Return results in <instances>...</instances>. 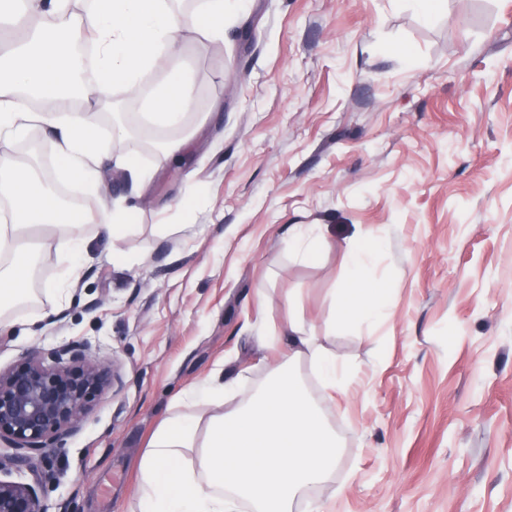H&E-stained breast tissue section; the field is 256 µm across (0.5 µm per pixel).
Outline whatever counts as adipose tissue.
I'll return each instance as SVG.
<instances>
[{
  "mask_svg": "<svg viewBox=\"0 0 512 512\" xmlns=\"http://www.w3.org/2000/svg\"><path fill=\"white\" fill-rule=\"evenodd\" d=\"M250 0H197L183 11L176 0H91L82 13L68 14V0H41L37 9L20 16L21 39L0 51V131L20 135L33 124L56 132L58 154L68 173L89 192L101 185L97 126L91 112L67 109L45 114L30 111L21 94L51 92L59 101L79 96L96 101L120 86L130 96L147 95L152 123L163 130L164 155L174 143L170 131L183 127L193 99L186 72L169 70L160 91H145L142 75L166 68L181 51L179 32L201 29L205 37L224 35L230 11L246 10ZM95 48L96 79L78 77L71 48L77 39ZM0 193L10 197V221L0 225V307L22 300L35 267L39 244L28 236L40 219L69 232L67 249L83 251V224L68 217L50 186L30 162L0 161ZM369 247L350 241L345 257L354 271L341 298V320L351 324L377 317L385 304L382 283L364 273ZM325 337L312 324L293 315L288 319V347L283 368L257 393L240 395V377L215 376L183 392L173 411L153 434L138 463L141 512H236L249 502L252 512H293L296 501L309 498L336 464L339 444L295 374L310 363L328 392L339 389V367L326 348ZM220 406L203 417L199 402Z\"/></svg>",
  "mask_w": 512,
  "mask_h": 512,
  "instance_id": "1",
  "label": "adipose tissue"
}]
</instances>
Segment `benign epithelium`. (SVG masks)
I'll return each mask as SVG.
<instances>
[{
    "label": "benign epithelium",
    "instance_id": "1",
    "mask_svg": "<svg viewBox=\"0 0 512 512\" xmlns=\"http://www.w3.org/2000/svg\"><path fill=\"white\" fill-rule=\"evenodd\" d=\"M118 383L119 376L93 356L88 342L27 354L0 370V443L15 450L0 456V471L62 447L95 399ZM41 496L37 481L0 477V512H46Z\"/></svg>",
    "mask_w": 512,
    "mask_h": 512
}]
</instances>
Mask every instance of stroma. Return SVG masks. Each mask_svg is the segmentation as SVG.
I'll list each match as a JSON object with an SVG mask.
<instances>
[{
  "instance_id": "1",
  "label": "stroma",
  "mask_w": 512,
  "mask_h": 512,
  "mask_svg": "<svg viewBox=\"0 0 512 512\" xmlns=\"http://www.w3.org/2000/svg\"><path fill=\"white\" fill-rule=\"evenodd\" d=\"M180 42L195 94L173 161L121 88L96 111L99 154H130L145 176L128 257L84 225L79 278L61 288L66 232L44 227L28 303L0 309V369L86 341L121 377L13 479L41 481L48 512H139L133 463L173 399L219 369L256 391L289 300L332 326L362 231L383 313L329 341L344 391L297 367L340 443L316 501L512 512V0H440L431 16L410 0H252L223 38ZM120 115L131 137L113 133ZM47 168L89 211L131 196L110 167L99 195L61 158ZM311 224L330 246L304 259L289 239Z\"/></svg>"
}]
</instances>
